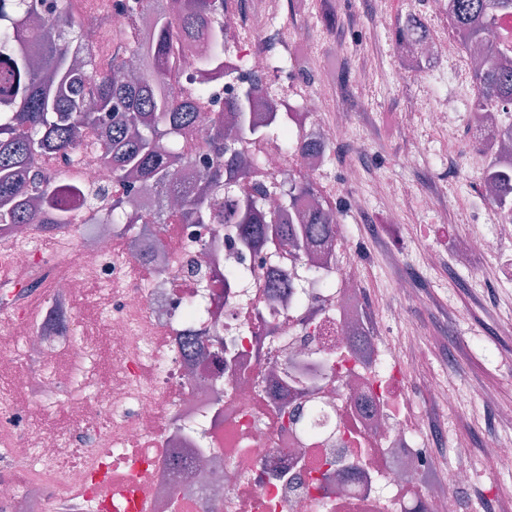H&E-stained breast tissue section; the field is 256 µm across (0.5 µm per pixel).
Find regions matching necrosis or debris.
<instances>
[{
    "instance_id": "4bbe7bcc",
    "label": "necrosis or debris",
    "mask_w": 512,
    "mask_h": 512,
    "mask_svg": "<svg viewBox=\"0 0 512 512\" xmlns=\"http://www.w3.org/2000/svg\"><path fill=\"white\" fill-rule=\"evenodd\" d=\"M284 0H225L224 63L261 77L253 116L284 107L275 90L271 42L291 40L276 25ZM405 72L447 59L472 69L460 38L406 39ZM333 83L297 90L288 133L313 135L320 152L289 161L273 143L254 145L256 181L319 184L333 162L329 148L350 131V113L329 110ZM456 141L457 109L418 98L400 134L419 138L420 121ZM8 259L33 303L0 290V376L32 386L17 396L0 386V447L15 469L0 473V512H54L74 501L78 512H462L456 495L474 482L467 445L440 487L425 483L430 460L424 420L409 409L403 370L416 347L390 346L384 321L421 309L415 283L396 278L399 306L385 319L363 299L357 259L343 239L316 257L228 244L220 224H0ZM318 272H311V262ZM253 266L257 279L228 288L224 272ZM291 284L271 294L268 274ZM98 290L91 305L105 326L91 336L80 312L62 301ZM68 341L78 365L69 376L49 369L17 374V360L49 355ZM112 375L96 383L102 347ZM278 370L276 386L267 374ZM83 387L69 403L65 428L47 427L50 400L63 385Z\"/></svg>"
}]
</instances>
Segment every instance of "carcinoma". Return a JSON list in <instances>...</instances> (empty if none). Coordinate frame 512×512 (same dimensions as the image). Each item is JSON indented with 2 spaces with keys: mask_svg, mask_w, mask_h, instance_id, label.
Returning <instances> with one entry per match:
<instances>
[{
  "mask_svg": "<svg viewBox=\"0 0 512 512\" xmlns=\"http://www.w3.org/2000/svg\"><path fill=\"white\" fill-rule=\"evenodd\" d=\"M114 8L129 20L115 37L110 69L97 67L92 44L72 0H0V224H70L75 204L91 210L107 204L114 224H224L228 237L257 249L265 242L295 253L328 250L336 236L328 212L316 205L296 210L315 196L311 185L288 184L284 208L296 218L284 222L264 207L269 192L249 180V169L262 163L244 158L251 143L286 139L290 113H271L259 125L252 108L259 83L224 69V0H116ZM512 11V0H451L448 23L466 42H486L495 17ZM427 38L423 20H398V40L411 30ZM187 39L206 43L197 72L220 75L236 86L224 111L210 118L207 143L216 149L203 183L185 191L174 175L192 163L188 135L198 124V107L210 93L199 82L184 93L164 76L177 65L176 50ZM512 42H487L486 61L473 71L476 110L512 104V69L501 59ZM490 132L480 146L484 180L494 193L487 202L512 220V165L497 153ZM103 150L112 169V189H90L79 171L55 180L44 167L79 150ZM142 183L158 186V195L177 192L180 206L164 211L159 201L129 211Z\"/></svg>",
  "mask_w": 512,
  "mask_h": 512,
  "instance_id": "cac0c4a2",
  "label": "carcinoma"
}]
</instances>
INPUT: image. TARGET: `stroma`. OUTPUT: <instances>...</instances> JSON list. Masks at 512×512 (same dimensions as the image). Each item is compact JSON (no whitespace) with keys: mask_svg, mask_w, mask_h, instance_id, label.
<instances>
[{"mask_svg":"<svg viewBox=\"0 0 512 512\" xmlns=\"http://www.w3.org/2000/svg\"><path fill=\"white\" fill-rule=\"evenodd\" d=\"M292 9L303 34L318 44L316 78L335 81V105L353 114L351 132L333 146L334 161L320 188L347 206L345 166L354 163L366 172L358 189L363 205L349 209L341 227L358 256L363 295L372 305L389 308L399 301L394 280L406 275L427 297L422 310L388 329L394 339L419 347L404 366L416 407L443 412L427 482H443L454 448L468 444L478 479L457 490L464 512H485L490 503L498 512H512V464L487 470L483 453L489 442H512V428L494 419L497 408L512 406V332L506 328L512 318V242L490 256L457 253L455 241L467 231H494L493 209L479 198L471 176L483 166L482 155L468 149L474 105L462 101L460 84L447 62L436 63L426 76L403 74L394 33L397 18L415 12L424 15L432 34L441 36L449 31L448 17L428 15L424 0H295ZM360 65L371 69L373 79L355 87L344 75ZM427 93L437 104L462 109L463 152L456 166L448 164L447 139L428 124H421L416 144H405L399 137L401 112ZM381 180L391 185L388 195L376 191ZM407 183L414 185L416 198L402 195ZM431 192L436 195L434 205H422L421 196ZM392 214L398 223H388ZM430 250L442 253V265L427 264ZM474 266L486 267V280L470 277ZM463 309L469 310V318L457 320L456 312ZM428 378L441 382L442 393L427 395ZM475 388L485 390L487 400H470L468 394ZM452 395L459 403L445 409Z\"/></svg>","mask_w":512,"mask_h":512,"instance_id":"1","label":"stroma"}]
</instances>
